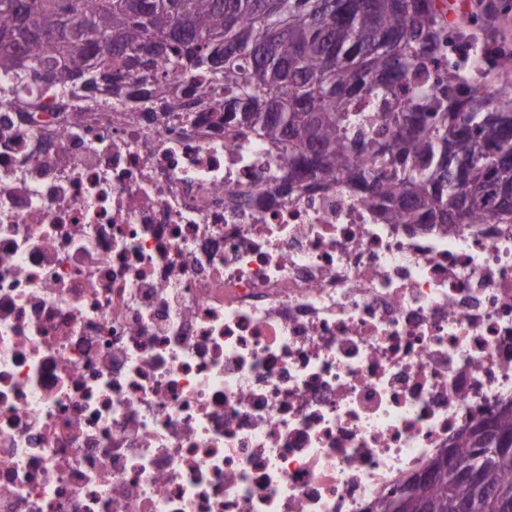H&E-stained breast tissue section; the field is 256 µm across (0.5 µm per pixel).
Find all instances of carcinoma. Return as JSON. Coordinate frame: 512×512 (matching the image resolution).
Listing matches in <instances>:
<instances>
[{
    "label": "carcinoma",
    "mask_w": 512,
    "mask_h": 512,
    "mask_svg": "<svg viewBox=\"0 0 512 512\" xmlns=\"http://www.w3.org/2000/svg\"><path fill=\"white\" fill-rule=\"evenodd\" d=\"M437 0H0V69L24 84L93 87L75 111L112 107V64L135 53L206 71L231 113L282 143L288 180H344L390 224H512V85L442 69ZM512 405L462 433L374 512L412 494L435 512H504Z\"/></svg>",
    "instance_id": "carcinoma-1"
}]
</instances>
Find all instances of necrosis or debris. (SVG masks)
<instances>
[{"label":"necrosis or debris","mask_w":512,"mask_h":512,"mask_svg":"<svg viewBox=\"0 0 512 512\" xmlns=\"http://www.w3.org/2000/svg\"><path fill=\"white\" fill-rule=\"evenodd\" d=\"M206 83L0 71V512H368L512 404V224L283 185Z\"/></svg>","instance_id":"1"}]
</instances>
